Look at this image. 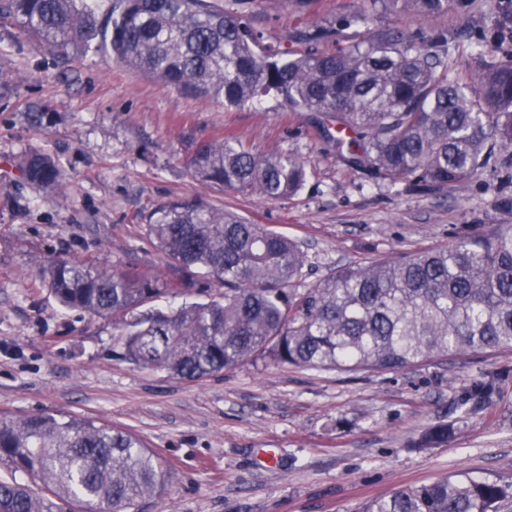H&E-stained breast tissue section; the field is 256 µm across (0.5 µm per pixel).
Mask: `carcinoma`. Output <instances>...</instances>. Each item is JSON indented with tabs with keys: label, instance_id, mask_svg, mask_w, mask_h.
I'll return each instance as SVG.
<instances>
[{
	"label": "carcinoma",
	"instance_id": "1",
	"mask_svg": "<svg viewBox=\"0 0 512 512\" xmlns=\"http://www.w3.org/2000/svg\"><path fill=\"white\" fill-rule=\"evenodd\" d=\"M450 0H366L343 26L368 37L338 51L262 45L235 9L209 0H0V19L62 56L100 53L185 95L245 107L275 92L313 114L348 162L374 178H409L446 188L480 175L495 148L512 146V61L487 62L469 78L448 75V32L417 36L379 28V12L422 19ZM36 129L47 109L28 106ZM35 190L62 188L50 153L16 159ZM192 176L276 200L306 178L293 156L260 157L232 135L201 143ZM159 249L187 276L224 292L206 302L127 316L164 293L158 281L117 265L56 260L43 278L57 301L126 326L122 356L137 367L184 379L252 361L338 372H388L475 352L512 351V225L498 224L448 246L348 267L303 290L301 244L250 224L203 197L171 199L147 219ZM448 423L418 447L448 443ZM0 465L40 483L0 480V512H63L78 501L101 512H131L160 497L162 459L128 431L92 420L30 415L0 419ZM512 480L447 475L366 500L357 512H501Z\"/></svg>",
	"mask_w": 512,
	"mask_h": 512
}]
</instances>
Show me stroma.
<instances>
[{
	"instance_id": "35a3bbf8",
	"label": "stroma",
	"mask_w": 512,
	"mask_h": 512,
	"mask_svg": "<svg viewBox=\"0 0 512 512\" xmlns=\"http://www.w3.org/2000/svg\"><path fill=\"white\" fill-rule=\"evenodd\" d=\"M359 0H248L241 11L267 42L303 53L299 20L332 29ZM448 32V68L481 67L480 47L512 58V0H453L422 20L379 14L376 25ZM0 419L80 417L124 429L168 467L162 498L139 512H355L369 498L452 473L512 477V352L472 353L394 372L317 371L247 362L198 379L140 368L122 356L111 320L59 306L40 272L54 259L121 265L173 284L182 273L149 235L148 212L204 195L250 223L288 234L306 254L298 288L344 267L445 246L512 224V163L445 189L393 183L351 167L313 122L267 98L225 108L183 95L89 54L62 58L0 20ZM48 105L38 130L27 107ZM231 134L253 153L307 166L293 195L266 200L201 186L190 161L201 142ZM43 149L64 170L63 192L36 191L17 156ZM492 381L483 409L458 405ZM448 423L447 446L422 449L421 431ZM277 463L267 466L265 451Z\"/></svg>"
}]
</instances>
